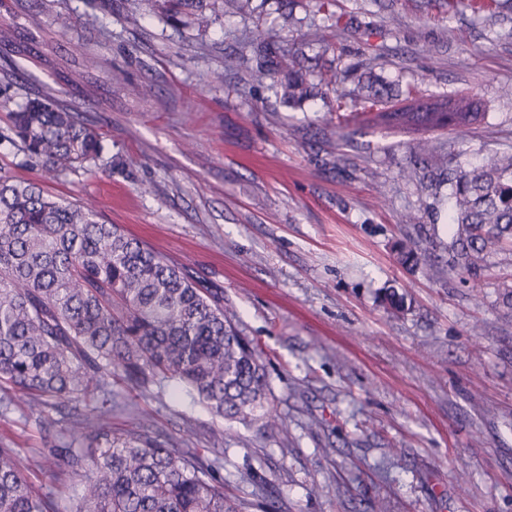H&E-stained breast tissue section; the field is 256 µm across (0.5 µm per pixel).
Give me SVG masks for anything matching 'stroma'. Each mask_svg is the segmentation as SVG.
Listing matches in <instances>:
<instances>
[{
  "label": "stroma",
  "instance_id": "1",
  "mask_svg": "<svg viewBox=\"0 0 512 512\" xmlns=\"http://www.w3.org/2000/svg\"><path fill=\"white\" fill-rule=\"evenodd\" d=\"M126 0H0V132L18 105L44 94L101 135L94 172L44 178L0 141V172L95 210L224 291L245 334L269 356L271 406L282 431L213 417L176 390L112 383L113 427L146 414L176 447L207 450L227 496L264 512H512V253L490 256L478 280L450 266L448 191L408 135L336 128L354 111L350 75L411 85L419 96L466 94L484 119L431 138L449 168L512 152V0L493 15L477 0H333L341 30L327 52L312 39L316 0H254L219 12L206 34ZM299 25L286 27L282 11ZM403 19L388 24L390 13ZM305 46L306 69L330 67L336 88L299 104L272 84L222 68L255 65L250 38ZM99 66H87V55ZM137 93L118 89L113 68ZM417 169L407 180L403 170ZM414 223L401 221L403 213ZM418 240L427 262L394 247ZM397 294L404 307L389 308ZM24 401L0 407V436L20 460L44 450ZM45 457L28 480L68 512L82 491Z\"/></svg>",
  "mask_w": 512,
  "mask_h": 512
}]
</instances>
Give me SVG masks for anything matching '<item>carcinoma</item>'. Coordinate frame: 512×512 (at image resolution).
I'll return each instance as SVG.
<instances>
[{
    "label": "carcinoma",
    "mask_w": 512,
    "mask_h": 512,
    "mask_svg": "<svg viewBox=\"0 0 512 512\" xmlns=\"http://www.w3.org/2000/svg\"><path fill=\"white\" fill-rule=\"evenodd\" d=\"M198 30L211 19L205 0H159ZM248 71L263 84L284 74L281 96L301 103L335 83L321 72L308 81L302 53L263 42ZM389 89L357 79L350 91L363 111L338 126L404 132L466 127L483 116L464 97L397 106ZM10 138L44 175L57 178L97 166L99 134L50 97L11 112ZM447 182L454 202L452 266L472 277L494 252L512 251V154L484 156ZM419 241L397 246L418 263ZM132 388L172 382L214 416L248 423L270 417L271 383L264 351L243 336L224 292L143 241L106 224L78 202L49 197L32 182L0 175V402L29 396L43 438L61 415L70 439L50 448L59 480L83 487L71 512H242L224 495V477L195 448H177L154 422L112 429L101 408L112 404V369ZM0 512H57L52 496L34 491L17 449L0 441Z\"/></svg>",
    "instance_id": "obj_1"
}]
</instances>
